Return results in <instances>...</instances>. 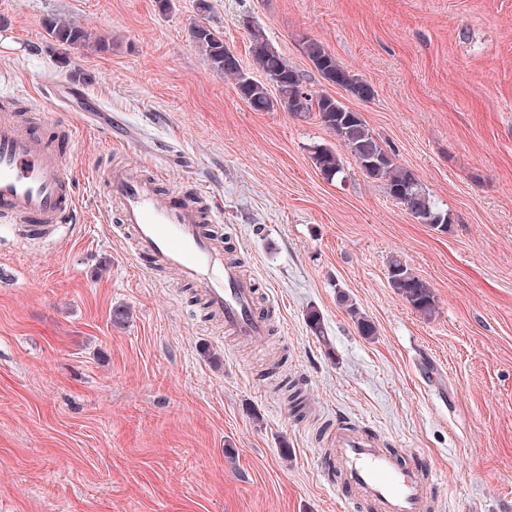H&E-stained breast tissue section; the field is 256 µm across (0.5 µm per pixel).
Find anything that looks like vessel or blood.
Wrapping results in <instances>:
<instances>
[{"instance_id": "1", "label": "vessel or blood", "mask_w": 512, "mask_h": 512, "mask_svg": "<svg viewBox=\"0 0 512 512\" xmlns=\"http://www.w3.org/2000/svg\"><path fill=\"white\" fill-rule=\"evenodd\" d=\"M42 110L15 112L0 90V221L18 225L33 244H50L77 221V192L59 139L46 135L60 98L46 87ZM108 199L119 201L120 223L129 226L137 260L178 272L201 288L226 332L246 341L265 339L269 328L254 303L255 285L235 263L225 261L204 222H221V209H208L205 191L163 194V170L153 178L122 168L104 171ZM329 460L352 512H430L427 470L402 448H385L346 421H338Z\"/></svg>"}]
</instances>
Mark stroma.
<instances>
[{
  "mask_svg": "<svg viewBox=\"0 0 512 512\" xmlns=\"http://www.w3.org/2000/svg\"><path fill=\"white\" fill-rule=\"evenodd\" d=\"M197 3L0 0V85L26 108L45 80L64 84L56 118L82 130L67 164L83 201L48 252L0 223V512H345L318 469L340 415L425 458L434 512H512V0ZM245 16L395 148L447 231L414 221L351 157L327 180L310 149L341 145L319 120L253 111L209 68L191 26L222 31L250 73ZM49 18L110 50H61ZM310 39L373 98L323 82ZM163 142L170 184L220 202L210 230L257 283L265 343L226 333L196 287L139 267L111 222L99 169L136 159L151 174ZM394 254L430 284L433 315L391 288ZM282 352L306 416L265 377Z\"/></svg>",
  "mask_w": 512,
  "mask_h": 512,
  "instance_id": "35a3bbf8",
  "label": "stroma"
}]
</instances>
